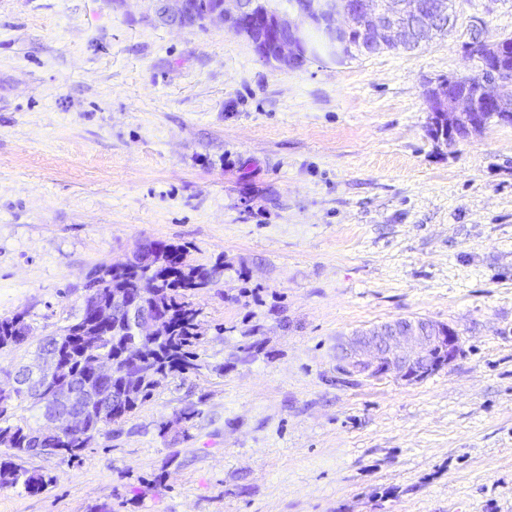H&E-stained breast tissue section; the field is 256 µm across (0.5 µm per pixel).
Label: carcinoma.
<instances>
[{
	"label": "carcinoma",
	"instance_id": "cac0c4a2",
	"mask_svg": "<svg viewBox=\"0 0 512 512\" xmlns=\"http://www.w3.org/2000/svg\"><path fill=\"white\" fill-rule=\"evenodd\" d=\"M221 6V0H191V23L203 27V17ZM153 249L139 250L121 264H101L85 284L80 314L62 326L59 333L44 339L39 356L56 357L64 362L72 385L81 393L68 405H59L52 396L51 383L30 377L27 367L16 374L18 387L0 395V446L11 451L0 460V488L21 487L26 493L43 492L52 478L18 464L25 457L41 455L42 448H59L57 457L73 463L98 435H110L120 424L148 401L158 374L186 378L204 367L198 349L206 329L201 312L191 301L195 294L217 285L220 263L197 264L188 258L184 245L151 243ZM144 279L155 283L149 303L165 315L158 335L142 340L122 318L107 324L97 322L92 307L116 293H131ZM32 333L25 314L0 317V351L19 348ZM112 359V381L107 387L91 371L100 357ZM28 400L43 419H64L71 413L84 417V428L77 432L55 433L41 426H21L12 422L14 401Z\"/></svg>",
	"mask_w": 512,
	"mask_h": 512
}]
</instances>
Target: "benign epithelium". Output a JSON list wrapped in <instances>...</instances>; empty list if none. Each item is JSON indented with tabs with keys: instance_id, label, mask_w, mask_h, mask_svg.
I'll use <instances>...</instances> for the list:
<instances>
[{
	"instance_id": "1",
	"label": "benign epithelium",
	"mask_w": 512,
	"mask_h": 512,
	"mask_svg": "<svg viewBox=\"0 0 512 512\" xmlns=\"http://www.w3.org/2000/svg\"><path fill=\"white\" fill-rule=\"evenodd\" d=\"M169 23L180 24V18L189 8V0H163ZM303 18L323 27L330 43L343 31H356L362 48H389L409 50L413 37L420 35L431 40L451 25L447 0H436L432 5L424 0H336L334 8L313 14L297 6ZM341 13L346 29L336 27L333 16ZM205 21L232 23L236 32L248 37L260 58L288 66L294 62L304 44L299 23L276 14L267 17L254 13L246 0H223L221 7L206 16ZM483 76L476 97L460 95L457 83L463 77L440 80L427 93L430 125L446 129L448 134L439 141L452 145L459 141L456 129L485 124L488 114L484 106L495 104L502 110L499 121L509 123L512 112L507 110V99L512 95V69L505 62L512 58V44L499 40L483 44ZM141 298L132 299L116 294L96 307V316H120L130 320L142 335L155 333L161 323L156 310ZM459 351L457 332L443 324L426 320H398L355 333L344 350V361L351 372L368 378L392 375L412 382L425 378L453 360Z\"/></svg>"
}]
</instances>
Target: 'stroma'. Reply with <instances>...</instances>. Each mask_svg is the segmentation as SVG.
Segmentation results:
<instances>
[{"label":"stroma","mask_w":512,"mask_h":512,"mask_svg":"<svg viewBox=\"0 0 512 512\" xmlns=\"http://www.w3.org/2000/svg\"><path fill=\"white\" fill-rule=\"evenodd\" d=\"M155 4L0 0V317L32 327L0 388L146 241L224 263L193 298L206 367L79 461L25 459L52 482L0 489V512H512V125L449 147L426 104L478 74L470 26L512 35V0H455L413 52L293 67ZM398 319L450 325L457 357L416 382L340 371L348 336Z\"/></svg>","instance_id":"35a3bbf8"}]
</instances>
